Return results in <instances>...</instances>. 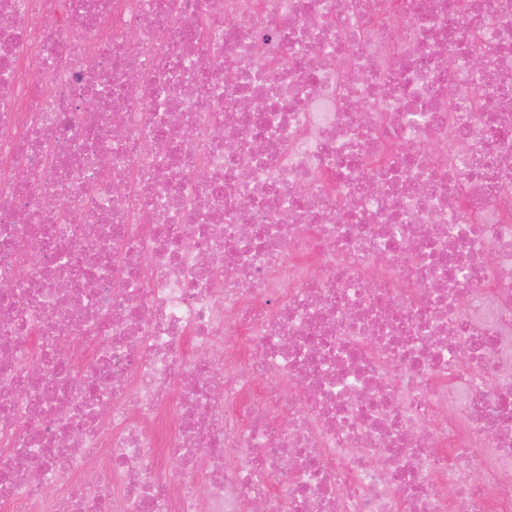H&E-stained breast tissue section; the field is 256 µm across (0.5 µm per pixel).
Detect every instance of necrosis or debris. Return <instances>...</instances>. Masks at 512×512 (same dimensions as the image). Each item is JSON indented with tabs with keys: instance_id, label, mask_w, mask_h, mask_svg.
I'll list each match as a JSON object with an SVG mask.
<instances>
[{
	"instance_id": "1",
	"label": "necrosis or debris",
	"mask_w": 512,
	"mask_h": 512,
	"mask_svg": "<svg viewBox=\"0 0 512 512\" xmlns=\"http://www.w3.org/2000/svg\"><path fill=\"white\" fill-rule=\"evenodd\" d=\"M0 512H512V0H0Z\"/></svg>"
}]
</instances>
